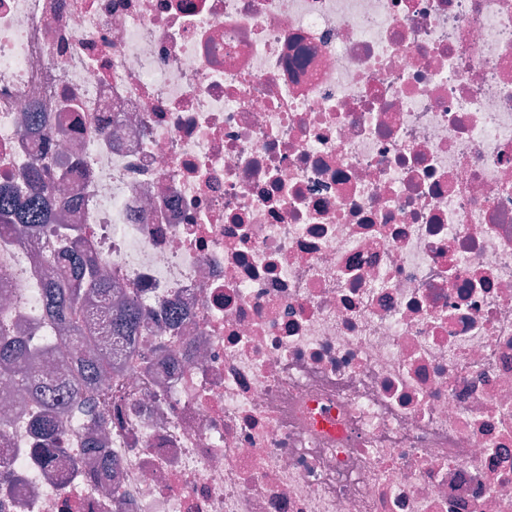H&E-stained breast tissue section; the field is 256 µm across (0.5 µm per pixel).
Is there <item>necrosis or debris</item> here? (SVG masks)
<instances>
[{
	"mask_svg": "<svg viewBox=\"0 0 512 512\" xmlns=\"http://www.w3.org/2000/svg\"><path fill=\"white\" fill-rule=\"evenodd\" d=\"M34 161L149 330L108 498L0 364V512H512V0H0ZM48 252L0 238L41 349Z\"/></svg>",
	"mask_w": 512,
	"mask_h": 512,
	"instance_id": "4bbe7bcc",
	"label": "necrosis or debris"
}]
</instances>
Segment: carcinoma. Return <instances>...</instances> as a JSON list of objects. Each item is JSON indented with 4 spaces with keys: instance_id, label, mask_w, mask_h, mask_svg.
<instances>
[{
    "instance_id": "cac0c4a2",
    "label": "carcinoma",
    "mask_w": 512,
    "mask_h": 512,
    "mask_svg": "<svg viewBox=\"0 0 512 512\" xmlns=\"http://www.w3.org/2000/svg\"><path fill=\"white\" fill-rule=\"evenodd\" d=\"M54 180L42 171L29 175L27 190L19 191L13 184L0 185V232L7 231L19 238L36 224L45 226L56 243L52 255L53 268L43 288L42 301L47 315L68 333L70 376L68 389L74 410L89 422V428L109 416L112 405V376L102 375L101 365L112 367V346L130 348L140 335L143 320L139 305L132 299L112 306V282L98 274L95 258L73 247L80 228L75 224L55 223L50 200ZM97 299L104 311L102 336L104 348L88 356V329L83 327L80 308L89 298ZM39 357L35 350L21 345L20 337L12 334L11 325L0 322V360L14 365L18 389L37 403L29 422L33 439L32 454L53 457L66 454L63 447L64 426L60 419V398L53 379L34 365Z\"/></svg>"
}]
</instances>
